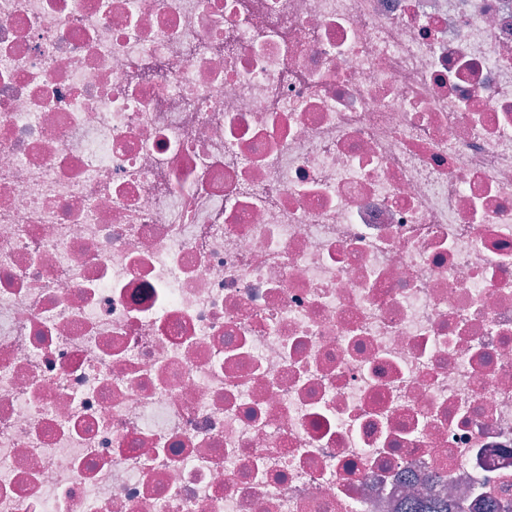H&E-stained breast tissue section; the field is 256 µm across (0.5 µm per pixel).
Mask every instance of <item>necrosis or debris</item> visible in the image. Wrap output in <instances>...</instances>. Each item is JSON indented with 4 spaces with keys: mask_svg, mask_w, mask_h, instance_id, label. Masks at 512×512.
I'll use <instances>...</instances> for the list:
<instances>
[{
    "mask_svg": "<svg viewBox=\"0 0 512 512\" xmlns=\"http://www.w3.org/2000/svg\"><path fill=\"white\" fill-rule=\"evenodd\" d=\"M512 512V0H0V512Z\"/></svg>",
    "mask_w": 512,
    "mask_h": 512,
    "instance_id": "4bbe7bcc",
    "label": "necrosis or debris"
}]
</instances>
